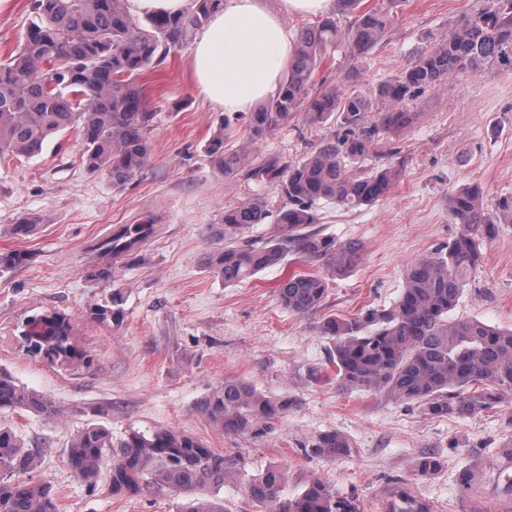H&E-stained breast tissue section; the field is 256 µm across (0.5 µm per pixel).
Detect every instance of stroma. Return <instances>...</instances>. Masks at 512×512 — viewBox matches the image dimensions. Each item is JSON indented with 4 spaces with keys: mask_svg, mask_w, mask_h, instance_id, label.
Wrapping results in <instances>:
<instances>
[{
    "mask_svg": "<svg viewBox=\"0 0 512 512\" xmlns=\"http://www.w3.org/2000/svg\"><path fill=\"white\" fill-rule=\"evenodd\" d=\"M480 0H403L393 9L381 45L352 66L329 48L310 84L311 94L346 91L350 69L365 91L397 75L429 38ZM32 17L31 0H11L0 11V61L16 48ZM146 107L156 118L146 169L124 186L80 160L76 130L51 140L32 158L0 156V254L24 262L0 276V371L49 395L61 417L31 412L0 414L29 446L45 450L32 477L52 486L57 512H175L177 496L164 491L135 499L89 488L70 472L64 448L88 424L108 428L113 441L129 433L173 429L215 451L243 457L247 472L269 465L286 471L285 495L314 480L353 497L359 512H383L389 489L406 482L434 501L436 512H512V496L498 472L501 446L512 439V405L475 417L433 418L367 392H340L330 361L331 342L318 325L362 309L390 307L399 298L405 269L452 241L459 231L448 196L479 186L486 206L512 195V75L475 72L426 91L413 121L381 135L370 165L401 172L379 202L345 209L319 201L313 230L360 245L351 270L328 282L324 305L306 315L289 312L275 292L291 271L321 272V262L289 256L250 281L225 285L211 258L212 238L225 207L253 194L265 196L271 214L287 205L283 186L243 179L230 182L215 169L205 147L223 118L194 87L191 47L172 48L163 64L142 78ZM336 131L334 123H309L294 113L262 141L247 144L243 123L233 126L226 149L248 148L259 157L294 161ZM43 222L14 235L21 217ZM153 218L157 233L134 255L101 259L94 238L114 224ZM121 312L111 316L113 292ZM45 310L67 314L80 361L52 362L26 352L19 327ZM456 318L512 328V224H502L482 249ZM244 381L294 407L271 423L228 434L200 412L199 403L224 381ZM328 430L344 433L352 453L340 460L312 455L307 445ZM438 455L440 470L414 474L413 460ZM470 470L469 488L456 477Z\"/></svg>",
    "mask_w": 512,
    "mask_h": 512,
    "instance_id": "obj_1",
    "label": "stroma"
}]
</instances>
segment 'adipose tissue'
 Masks as SVG:
<instances>
[{
  "mask_svg": "<svg viewBox=\"0 0 512 512\" xmlns=\"http://www.w3.org/2000/svg\"><path fill=\"white\" fill-rule=\"evenodd\" d=\"M336 6V0H280L272 10L263 0H221L193 43L197 93L225 112L252 111L277 92L293 58L294 37L284 16H318Z\"/></svg>",
  "mask_w": 512,
  "mask_h": 512,
  "instance_id": "1",
  "label": "adipose tissue"
}]
</instances>
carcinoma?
Instances as JSON below:
<instances>
[{"mask_svg": "<svg viewBox=\"0 0 512 512\" xmlns=\"http://www.w3.org/2000/svg\"><path fill=\"white\" fill-rule=\"evenodd\" d=\"M195 8L176 16L154 15L148 26L132 18L123 0H32L34 20L8 60L0 62V155L32 158L56 135L76 129L81 159L91 172H103L114 186H124L147 167L154 113L145 107L141 75L162 64L168 49L186 42L207 22L217 0H194ZM337 12L354 15L344 25L326 16L298 34L291 70L277 94L248 115L246 139L256 143L296 112L314 123L334 119L336 135L316 152L296 161L268 157L254 162L243 150H224L229 124L223 122L206 146L215 168L226 179L240 176L259 185L281 183L288 207L281 209L270 240L257 246L240 241L253 224L269 218L265 197L255 194L227 207L215 236L224 242L214 268L224 284H238L287 261L288 254L321 259L331 273L353 268L360 247L355 243L309 233L318 223L315 205L334 200L344 208L373 205L398 181V171L374 167L355 174L347 163L366 159L380 136L406 127L410 105L426 91L464 74L491 69L512 72V0H484L458 17L448 31L429 42L392 79L373 92L328 91L316 96L309 83L330 46L342 48L356 72L364 55L384 39L390 9L359 10L363 0H337ZM378 120L368 122L367 113ZM448 211L460 225L457 236L431 255L412 263L405 286L390 308H367L351 318L332 316L318 326L332 343L336 388L372 391L416 404L433 418L475 416L512 403V329L502 330L468 318H449L477 266L480 246L493 240L498 225L512 223V196L484 208L478 186L448 198ZM156 225L116 224L93 250L102 256L132 255L154 234ZM280 303L295 314L322 306L326 278L293 272L276 289ZM30 335L41 348L71 345L70 318L56 311L30 317ZM295 405L273 398L254 386L226 381L202 400L199 409L227 433L280 417ZM57 413L50 396L36 393L0 371V412ZM311 453L327 460L350 456L342 433L326 431L311 444ZM69 470L91 488L104 463L114 497L137 498L167 490L188 495L176 512H225L219 497L224 485L242 482L257 512H358L353 498L320 481L286 497L285 471L271 465L247 474L241 459L208 448L202 441L173 429L148 435L132 432L113 442L102 425L77 430L65 448ZM43 451L26 446L11 428L0 426V512H55L52 487L24 479L41 467ZM439 457L424 455L412 468L420 475L438 471ZM384 512H433L426 498L406 483L389 491Z\"/></svg>", "mask_w": 512, "mask_h": 512, "instance_id": "obj_1", "label": "carcinoma"}]
</instances>
